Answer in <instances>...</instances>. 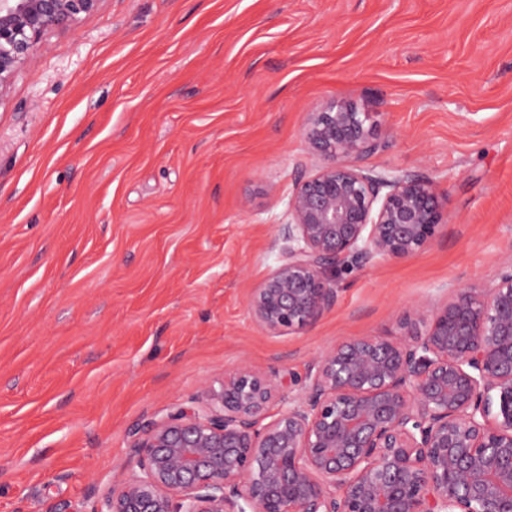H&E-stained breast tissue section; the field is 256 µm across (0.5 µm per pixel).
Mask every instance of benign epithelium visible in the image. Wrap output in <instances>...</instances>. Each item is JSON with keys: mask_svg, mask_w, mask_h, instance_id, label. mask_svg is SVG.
Instances as JSON below:
<instances>
[{"mask_svg": "<svg viewBox=\"0 0 512 512\" xmlns=\"http://www.w3.org/2000/svg\"><path fill=\"white\" fill-rule=\"evenodd\" d=\"M103 0H0V105L42 36ZM375 121L344 101L303 127L323 165L278 227L279 264L249 303L274 335L338 298L324 271L425 249L443 212L430 181L363 166ZM395 336L344 339L272 420L282 382L242 364L133 432L136 469L92 512H512V259L491 288L415 306Z\"/></svg>", "mask_w": 512, "mask_h": 512, "instance_id": "1", "label": "benign epithelium"}]
</instances>
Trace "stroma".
<instances>
[{"mask_svg":"<svg viewBox=\"0 0 512 512\" xmlns=\"http://www.w3.org/2000/svg\"><path fill=\"white\" fill-rule=\"evenodd\" d=\"M372 113L367 168L444 214L404 260L329 270L316 325L249 299L280 260L308 113ZM512 258V0H103L0 105V512H90L136 425L247 364L305 374Z\"/></svg>","mask_w":512,"mask_h":512,"instance_id":"obj_1","label":"stroma"}]
</instances>
